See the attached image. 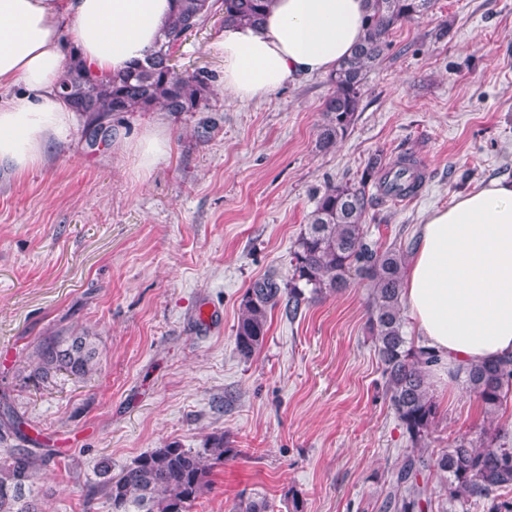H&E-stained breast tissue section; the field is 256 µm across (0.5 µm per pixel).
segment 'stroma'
Listing matches in <instances>:
<instances>
[{
	"instance_id": "35a3bbf8",
	"label": "stroma",
	"mask_w": 512,
	"mask_h": 512,
	"mask_svg": "<svg viewBox=\"0 0 512 512\" xmlns=\"http://www.w3.org/2000/svg\"><path fill=\"white\" fill-rule=\"evenodd\" d=\"M175 46L204 75L199 111L119 112L91 139L78 119L24 173L0 165V393L41 435V512H111L101 487L166 445L228 452L189 512L264 500L285 512H381L410 451L383 394L367 290L327 293L240 357L235 331L250 284L291 276L290 253L327 183L355 181L368 159L404 151L426 181L415 198L369 210L383 245L418 242L426 214L492 181H512V0H436L397 26L368 72L355 121L316 146L328 75L248 103L224 92V0ZM448 34L436 39L440 26ZM149 129L169 151L151 171L134 154ZM213 312L211 320L200 311ZM89 332L100 370L33 376L48 336ZM429 452L482 421L478 400L433 386Z\"/></svg>"
}]
</instances>
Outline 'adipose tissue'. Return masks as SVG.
Wrapping results in <instances>:
<instances>
[{
  "label": "adipose tissue",
  "instance_id": "ef3b65f1",
  "mask_svg": "<svg viewBox=\"0 0 512 512\" xmlns=\"http://www.w3.org/2000/svg\"><path fill=\"white\" fill-rule=\"evenodd\" d=\"M170 9V0H0V89L11 92L0 100V165L21 173L42 162L77 121L57 93L63 20L86 70L105 78L151 52ZM366 16L365 0H273L261 25H226L215 43L225 93L259 100L331 72L363 38ZM402 295L422 343L442 358L434 382L512 353V182L426 217Z\"/></svg>",
  "mask_w": 512,
  "mask_h": 512
}]
</instances>
